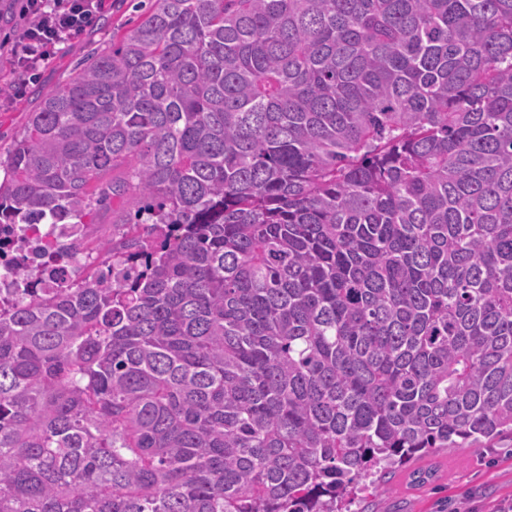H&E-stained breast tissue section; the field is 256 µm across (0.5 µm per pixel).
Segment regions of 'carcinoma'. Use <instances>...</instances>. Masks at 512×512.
Wrapping results in <instances>:
<instances>
[{
	"label": "carcinoma",
	"instance_id": "obj_1",
	"mask_svg": "<svg viewBox=\"0 0 512 512\" xmlns=\"http://www.w3.org/2000/svg\"><path fill=\"white\" fill-rule=\"evenodd\" d=\"M0 169V225L133 204L9 283L0 512H350L512 434V0H154ZM93 223L95 225H93L90 229V249L98 240H112V235L118 238V236H120L119 233H122L121 227H112V224H110L112 223V210L99 213L94 218Z\"/></svg>",
	"mask_w": 512,
	"mask_h": 512
}]
</instances>
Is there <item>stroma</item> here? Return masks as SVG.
I'll list each match as a JSON object with an SVG mask.
<instances>
[{"mask_svg":"<svg viewBox=\"0 0 512 512\" xmlns=\"http://www.w3.org/2000/svg\"><path fill=\"white\" fill-rule=\"evenodd\" d=\"M151 0H106L104 23L74 35L68 45L40 65L24 84H17L10 53L27 19L19 0H0V160L23 131L42 93L64 86L95 48L108 44L112 33L136 19L138 6ZM415 467L431 471L422 483L412 482L409 469L397 471L381 494L356 500L354 512H496L512 501V436L503 435L493 448H449L422 458Z\"/></svg>","mask_w":512,"mask_h":512,"instance_id":"35a3bbf8","label":"stroma"}]
</instances>
